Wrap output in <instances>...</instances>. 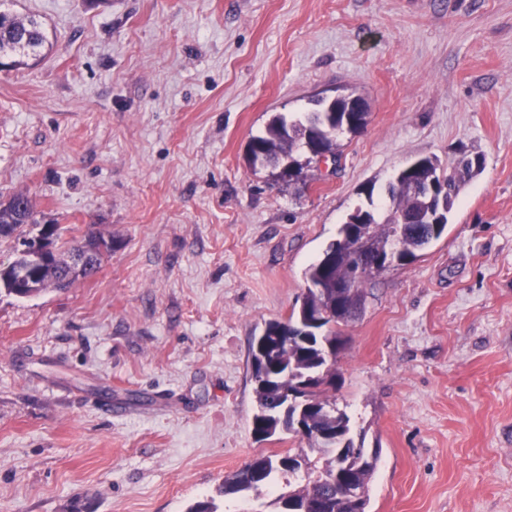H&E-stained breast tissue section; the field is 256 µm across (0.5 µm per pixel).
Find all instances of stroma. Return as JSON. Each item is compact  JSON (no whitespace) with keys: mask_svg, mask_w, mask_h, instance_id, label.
<instances>
[{"mask_svg":"<svg viewBox=\"0 0 512 512\" xmlns=\"http://www.w3.org/2000/svg\"><path fill=\"white\" fill-rule=\"evenodd\" d=\"M50 46L0 70V197L93 225L94 276L0 293V512H276L222 494L261 454L250 351L408 162L485 157L448 232L364 287L336 406L380 447L370 512H512V0H0ZM351 90L365 129L288 185L272 116ZM122 413L107 414V402Z\"/></svg>","mask_w":512,"mask_h":512,"instance_id":"obj_1","label":"stroma"}]
</instances>
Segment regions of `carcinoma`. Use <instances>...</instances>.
<instances>
[{"label": "carcinoma", "instance_id": "carcinoma-1", "mask_svg": "<svg viewBox=\"0 0 512 512\" xmlns=\"http://www.w3.org/2000/svg\"><path fill=\"white\" fill-rule=\"evenodd\" d=\"M47 45L48 34L39 19L0 11L1 68L26 66L28 61L39 59ZM314 105L317 109L296 120L290 121L284 115L273 117L264 132L251 140L253 152L264 157L275 180H281L282 176L274 163L283 158H290L297 164L300 153L308 155L307 161L310 162L313 154L324 152L340 159L336 137H325L315 142L313 123L319 119L323 99H314ZM483 168L482 156L465 154L448 168L450 177L444 191L445 211L435 224L399 226L394 223L400 212L410 213L430 207L428 197L412 190L409 178L401 175L399 183L390 181L385 186L382 193L384 203L376 206L369 202V210L364 212L367 223L351 224L346 221L341 225L339 237L305 271L308 286L299 309L292 310L285 320L266 323L262 334L252 343V376L257 401V412L251 422L253 436L263 441L283 431L305 438L310 447L322 453L323 462L318 466L306 460L305 475L297 482V473L288 470V461L293 453L300 454L304 449L290 448L272 455H259L233 478L224 480V494L257 491L278 475L288 491L276 499L277 512H284L289 501L301 512L309 503L336 500V483L324 479V476L333 475L334 454L338 448H354L349 437V418L336 409V403L329 400L326 389L336 377L335 364L326 361V349L329 346L339 349L343 345V338L336 334V326L347 323V314H357L362 310L367 283L392 267L415 261L420 251L447 233L450 214L461 187ZM33 223L34 202L28 195L17 193L0 202V241L14 239L22 246L26 245L24 226ZM397 234L400 235L399 252L393 255L391 262L376 265L374 272L359 271L349 245L353 238L367 236L375 256L385 257L388 242ZM98 237L99 233L90 230L79 238L62 241L61 246L55 247L57 258L52 265L31 268L32 283L40 291L49 286L58 287V282L66 275L65 258L79 251L83 241ZM350 278L356 279L357 287L341 293L336 284ZM287 369L317 376L307 392L301 429L296 428V410L285 409L288 393L295 391L293 380L280 378ZM375 469L373 465L356 475L357 483L363 488L361 512H368L369 485Z\"/></svg>", "mask_w": 512, "mask_h": 512}]
</instances>
